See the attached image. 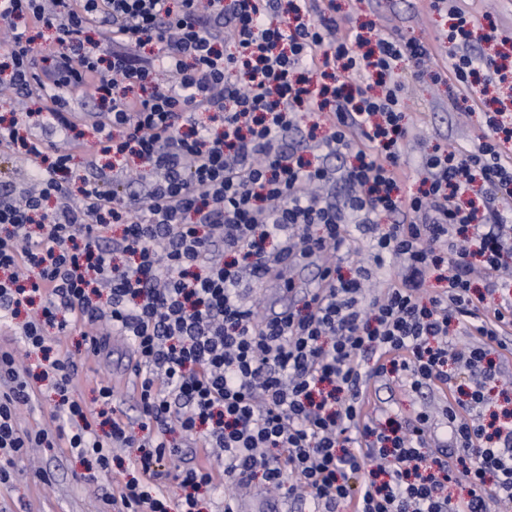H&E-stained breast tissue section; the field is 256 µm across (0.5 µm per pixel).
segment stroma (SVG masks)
I'll use <instances>...</instances> for the list:
<instances>
[{"label": "stroma", "mask_w": 512, "mask_h": 512, "mask_svg": "<svg viewBox=\"0 0 512 512\" xmlns=\"http://www.w3.org/2000/svg\"><path fill=\"white\" fill-rule=\"evenodd\" d=\"M335 5L344 26L356 29L373 24L382 32L417 40L431 53L419 79H412L406 67L397 69L406 85L404 106L411 124L402 147L411 178L403 189L416 192L418 167L427 154L448 147H472L490 120L489 113L480 110L461 116L455 108L457 90L442 77L450 56L459 49L450 37L453 20L447 11L431 9L430 0H335ZM462 7L470 20L474 50L489 55L497 49L512 48V0H464ZM49 336L52 346L79 367L72 391L76 400L92 411L101 410L98 389L109 383L115 387L112 409L136 416L132 385L119 383L120 378L129 376L132 360L131 349L122 337H109L107 349L94 355L88 353L89 340L80 331L60 333L53 329ZM446 393L443 386L421 394L383 387L376 398L391 404L403 418L414 417L421 410L436 417ZM20 468L22 473L12 486H0V501H5L12 512H107L103 497L117 488L116 480L109 477L83 481L85 464L66 448L39 450ZM238 508L240 512H304L305 505L256 486L239 493Z\"/></svg>", "instance_id": "35a3bbf8"}]
</instances>
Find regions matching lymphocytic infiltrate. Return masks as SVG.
<instances>
[{"mask_svg": "<svg viewBox=\"0 0 512 512\" xmlns=\"http://www.w3.org/2000/svg\"><path fill=\"white\" fill-rule=\"evenodd\" d=\"M453 15L463 50L448 76L476 107L474 77L497 62L469 49L465 14ZM0 21V87L45 104L0 124V146L34 164L27 188L0 187V322L30 307L24 344L50 357L36 376L0 349L1 487L28 449L90 456L95 480L122 465L117 447L138 475L109 497L112 512H200V490L221 484L224 512H238L236 489L253 484L303 492L314 512L512 502V409L486 411V385L502 374L490 350L512 335V299L485 301L512 269V127L494 123L472 149L425 156L421 189L406 193L396 68L420 69L429 51L418 42L339 34L316 0H0ZM38 28L55 31L58 50L39 55ZM150 43L164 67L143 55ZM76 100L98 107L93 146L75 134ZM306 114L324 135L301 131ZM35 127L70 133L69 150L33 137ZM298 132L302 155L290 146ZM111 155L126 161L113 178L137 174L141 197L95 177ZM114 224L122 237L112 242ZM355 229L371 266L399 261L380 294L369 266L347 277L334 257ZM299 260L320 261V288L301 308L258 318L254 285ZM94 321L135 358L138 416L105 417L104 438L70 395L76 365L48 337ZM461 331L474 341L455 354ZM42 377L66 418L54 430L19 422ZM389 377L415 393L447 386L443 436L428 413L408 422L377 405L370 383ZM176 432L211 464L164 472ZM457 474L463 502L448 490Z\"/></svg>", "mask_w": 512, "mask_h": 512, "instance_id": "obj_1", "label": "lymphocytic infiltrate"}]
</instances>
